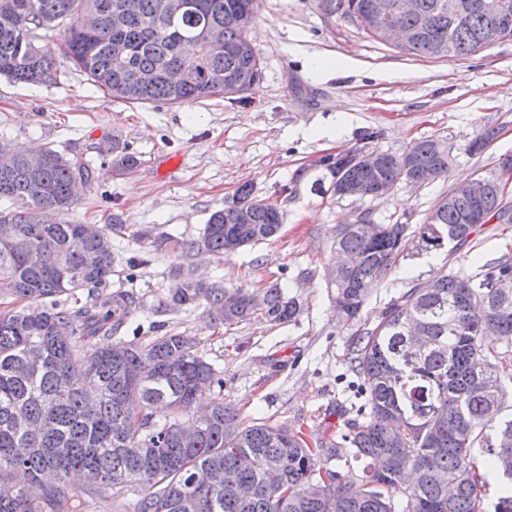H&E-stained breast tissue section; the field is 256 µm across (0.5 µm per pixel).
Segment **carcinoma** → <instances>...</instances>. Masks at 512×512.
Wrapping results in <instances>:
<instances>
[{"label":"carcinoma","instance_id":"1","mask_svg":"<svg viewBox=\"0 0 512 512\" xmlns=\"http://www.w3.org/2000/svg\"><path fill=\"white\" fill-rule=\"evenodd\" d=\"M189 9L170 17L165 0H0V77L25 84H55L66 74L51 42L63 39V56L96 89L129 104L181 105L224 94V78L244 75L247 91L261 80L256 52L210 55L206 35L217 32L234 48L248 40L258 0H188ZM385 0H318L335 15L372 11ZM464 22L448 19V0H418L417 12L399 20L418 33L402 50L427 58L469 57L490 46V20L481 0H458ZM126 47L122 55L114 44ZM193 70L196 78L179 88L164 72ZM495 131L478 133L467 146L482 152ZM42 166L32 170L27 156L11 153L0 165V298L12 307L0 311V483L13 496L0 500V512H89L91 501L108 491L125 498L126 512H488V478L502 483L494 512H512V446L498 437L512 433V416L499 414L512 398V340L505 350L491 348L482 324L496 322L512 337V297L497 295L494 282L512 276V258L488 263L470 275L440 273L420 281L390 302L372 328L358 334L354 371L363 403L347 431L311 446L304 434L260 422L245 423L234 407L214 392L222 384L197 342L167 332L147 347L120 337L136 299L111 290L110 233L121 224L100 227L99 237L84 235L71 218L73 188L92 186L93 171L78 155L43 147ZM115 167L139 165L116 139ZM363 150L326 156L321 165L337 185L366 176ZM448 176L450 155L442 139L412 143L401 154L381 153L372 178L393 190L414 167ZM480 203L454 187L424 222L375 224L370 213L355 224H341L333 250L354 254L357 264L327 282L347 319L359 316L372 290L397 265L407 243L426 254L455 252L470 242L480 224L495 217L512 223V203L498 173ZM247 212L248 223L240 220ZM282 213L257 199L244 184L224 207L213 211L196 238L165 231L147 233L150 253L167 250L187 258L228 256L274 238ZM182 288L168 298L172 309L204 307L216 322L233 325L256 311L285 323L299 312L296 300L279 284L270 286L262 307L253 305L244 286L221 279L197 285L178 272ZM87 291L86 302L62 303L63 295ZM236 302L226 304L228 294ZM110 336L97 347L92 340ZM163 404L168 413L156 415ZM205 405L196 437L185 442L180 425L191 410ZM354 460H373L356 476L336 475L320 482L317 460L325 454L341 461L343 449ZM57 468L61 481L42 483L41 473ZM277 469L278 489L264 475ZM23 471L27 482L11 481ZM213 470L232 471L253 487L243 501L230 487L206 482ZM133 498H128V495Z\"/></svg>","mask_w":512,"mask_h":512}]
</instances>
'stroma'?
<instances>
[{
	"label": "stroma",
	"instance_id": "stroma-1",
	"mask_svg": "<svg viewBox=\"0 0 512 512\" xmlns=\"http://www.w3.org/2000/svg\"><path fill=\"white\" fill-rule=\"evenodd\" d=\"M249 37L263 79L237 98L132 105L96 90L73 69L57 85L0 78V143L16 151L47 145L91 160L93 185L80 188L73 215L97 225L117 218L124 226L112 237V285L139 299L128 339L145 346L168 331L191 336L223 379L225 403L245 422L326 438L344 430L360 404L352 369L357 329L378 323L387 304L416 280L438 271L474 274L485 262L512 257V224L491 222L455 253L420 255L407 246L356 321L337 315L326 288L337 225L366 211L379 224L422 223L462 179L497 170L500 158L512 155V40L465 59L421 57L324 15L317 0H258ZM321 56L336 58L337 67L309 69V58ZM486 129L495 130L493 142L482 154H469L468 143ZM426 137L447 141V177L420 186L404 182L381 197L334 195L320 164L354 149L399 154ZM116 140L138 157V167L115 168ZM244 183L280 207V232L194 268L257 295L279 282L299 314L284 324L256 314L217 326L204 308H166L183 259L165 251L130 267V257L149 249L145 232L195 237Z\"/></svg>",
	"mask_w": 512,
	"mask_h": 512
}]
</instances>
